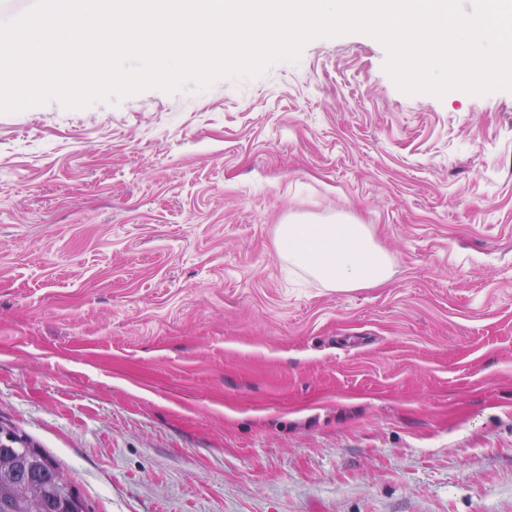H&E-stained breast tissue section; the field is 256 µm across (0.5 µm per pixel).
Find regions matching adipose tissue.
<instances>
[{"mask_svg": "<svg viewBox=\"0 0 512 512\" xmlns=\"http://www.w3.org/2000/svg\"><path fill=\"white\" fill-rule=\"evenodd\" d=\"M278 245L291 264L340 291L375 286L391 275L388 255L361 224H283Z\"/></svg>", "mask_w": 512, "mask_h": 512, "instance_id": "adipose-tissue-1", "label": "adipose tissue"}]
</instances>
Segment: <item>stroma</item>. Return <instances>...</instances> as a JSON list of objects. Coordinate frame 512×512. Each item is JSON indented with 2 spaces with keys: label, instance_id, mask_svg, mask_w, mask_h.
Returning <instances> with one entry per match:
<instances>
[{
  "label": "stroma",
  "instance_id": "stroma-1",
  "mask_svg": "<svg viewBox=\"0 0 512 512\" xmlns=\"http://www.w3.org/2000/svg\"><path fill=\"white\" fill-rule=\"evenodd\" d=\"M385 60L0 113V421L89 512H512V91ZM338 220L388 282L280 254ZM278 245L288 262L328 288H367L391 275L390 258L374 245L363 224H282Z\"/></svg>",
  "mask_w": 512,
  "mask_h": 512
}]
</instances>
